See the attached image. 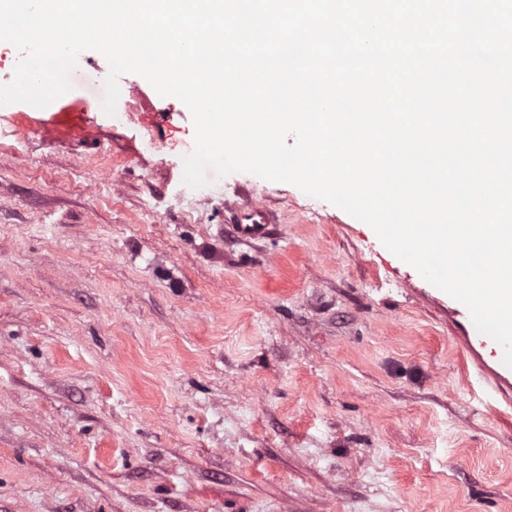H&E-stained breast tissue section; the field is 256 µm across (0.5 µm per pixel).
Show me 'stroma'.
Masks as SVG:
<instances>
[{
  "label": "stroma",
  "mask_w": 512,
  "mask_h": 512,
  "mask_svg": "<svg viewBox=\"0 0 512 512\" xmlns=\"http://www.w3.org/2000/svg\"><path fill=\"white\" fill-rule=\"evenodd\" d=\"M136 83L123 125L78 81L0 112V512H512L446 298L288 183L210 172L187 212L190 112ZM70 103L83 132L45 135ZM234 220L230 226L236 238L243 243L265 239L271 231L265 211L258 206L234 209Z\"/></svg>",
  "instance_id": "35a3bbf8"
}]
</instances>
